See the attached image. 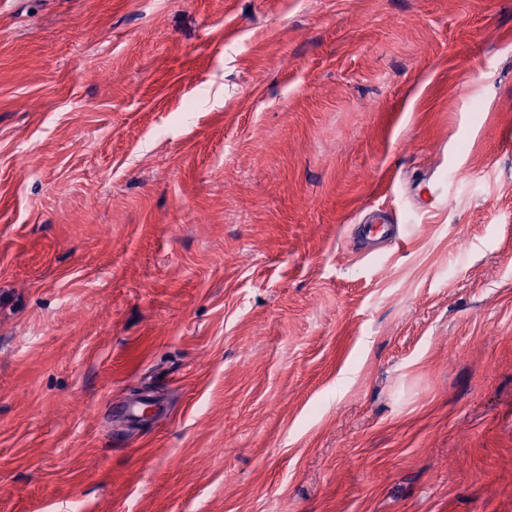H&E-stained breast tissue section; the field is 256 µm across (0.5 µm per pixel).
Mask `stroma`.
Returning <instances> with one entry per match:
<instances>
[{"instance_id": "35a3bbf8", "label": "stroma", "mask_w": 512, "mask_h": 512, "mask_svg": "<svg viewBox=\"0 0 512 512\" xmlns=\"http://www.w3.org/2000/svg\"><path fill=\"white\" fill-rule=\"evenodd\" d=\"M0 512H512V0H0ZM365 231L366 238L375 242L390 241L393 244L400 245L404 239L399 236L397 224H390L389 218H382L379 221H370Z\"/></svg>"}]
</instances>
